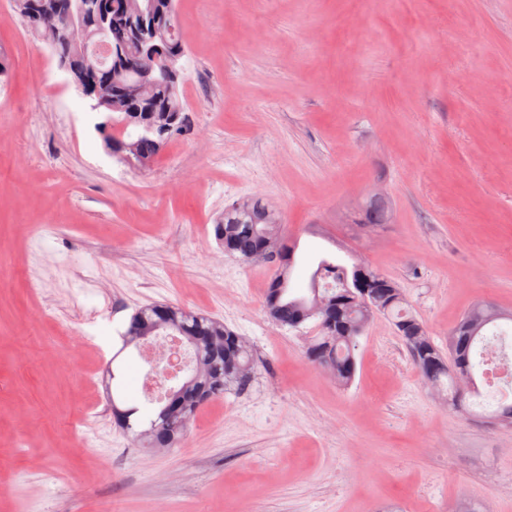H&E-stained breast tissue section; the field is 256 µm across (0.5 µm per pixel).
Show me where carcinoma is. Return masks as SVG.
<instances>
[{"mask_svg":"<svg viewBox=\"0 0 512 512\" xmlns=\"http://www.w3.org/2000/svg\"><path fill=\"white\" fill-rule=\"evenodd\" d=\"M111 24L103 34L111 54L97 69V83L107 82L111 90L98 96L97 109L126 121L122 126L97 127L112 157L145 168L164 149L169 140L187 131V114L179 86L183 76L176 69L169 76L160 73L150 96L155 128L172 127L161 139L147 136L131 113L139 103V35L143 28L159 31L156 44L163 56L182 58L186 52L177 19L176 0H153L149 12L139 11L141 0H108ZM75 0H12L13 12L25 31L49 44L59 65L80 56L84 40L55 27L47 28V14L66 17ZM245 208L229 207L214 235L224 254L243 263L266 260L274 264L265 289V309L279 327L302 330L312 322L318 335L311 337L305 358L331 371L336 384L346 388L357 374L355 356L358 339L377 317L388 319L404 342L423 379L441 395L450 407L459 405L456 376L484 370L488 360L484 352L502 350L512 338V310L480 303L463 313L448 336V346L438 345L425 322L409 310L396 283L365 262L352 264L334 258L320 259L312 271L307 291L296 294L289 288L295 264V245L288 243L283 225L274 222L269 207L259 198L247 199ZM391 208L386 197L371 195L360 210V223L386 224ZM175 335L183 340L189 355L188 377L179 380L174 391L180 394L179 413L170 408L171 400L161 397L147 400L141 408L132 403L124 407L112 403V418L126 432L150 448H176L186 436L181 417H194L206 403L244 390L251 381L255 360L251 345L219 320L173 303H151L139 308L120 334L121 347L112 361L132 348L140 351L136 337ZM495 420L512 427V394L502 389Z\"/></svg>","mask_w":512,"mask_h":512,"instance_id":"1","label":"carcinoma"}]
</instances>
